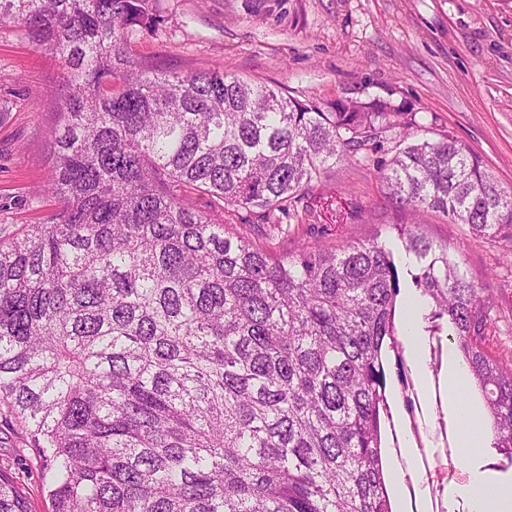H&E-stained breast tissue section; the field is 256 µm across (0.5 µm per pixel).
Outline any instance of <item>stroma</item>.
Here are the masks:
<instances>
[{
	"label": "stroma",
	"mask_w": 512,
	"mask_h": 512,
	"mask_svg": "<svg viewBox=\"0 0 512 512\" xmlns=\"http://www.w3.org/2000/svg\"><path fill=\"white\" fill-rule=\"evenodd\" d=\"M153 8L155 24L131 50L154 71L218 66L324 111L339 99H379L409 123L315 176L280 217L287 233L208 208L213 222L271 255L396 237L407 218L386 198L377 165L407 134L452 136L512 191V0H155ZM68 83L51 52L0 25L2 239L53 209L38 191L52 175L50 131ZM418 219L434 243L462 245L492 317L483 346L512 364V241L474 236L434 211ZM0 469L17 477L32 512H52L40 464L16 436H0Z\"/></svg>",
	"instance_id": "obj_1"
}]
</instances>
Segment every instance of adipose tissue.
Masks as SVG:
<instances>
[{
	"mask_svg": "<svg viewBox=\"0 0 512 512\" xmlns=\"http://www.w3.org/2000/svg\"><path fill=\"white\" fill-rule=\"evenodd\" d=\"M466 370L457 362L456 352L448 354V409L462 447L483 448L488 434L483 428L479 407L468 399ZM466 481L448 490L449 502L464 500L468 512H512V482L491 478L486 471L468 468Z\"/></svg>",
	"mask_w": 512,
	"mask_h": 512,
	"instance_id": "ef3b65f1",
	"label": "adipose tissue"
}]
</instances>
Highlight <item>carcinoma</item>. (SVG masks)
I'll use <instances>...</instances> for the list:
<instances>
[{"label":"carcinoma","mask_w":512,"mask_h":512,"mask_svg":"<svg viewBox=\"0 0 512 512\" xmlns=\"http://www.w3.org/2000/svg\"><path fill=\"white\" fill-rule=\"evenodd\" d=\"M151 0H0L75 76L59 100L54 210L0 240V430L43 467L53 512H395L392 362L409 361L398 264L447 334L512 465V367L461 262L397 239L273 257L189 202L275 212L313 176L406 125L381 103L331 111L224 74L146 71ZM388 199L512 239V193L456 139L380 168ZM0 512H31L0 470Z\"/></svg>","instance_id":"obj_1"}]
</instances>
